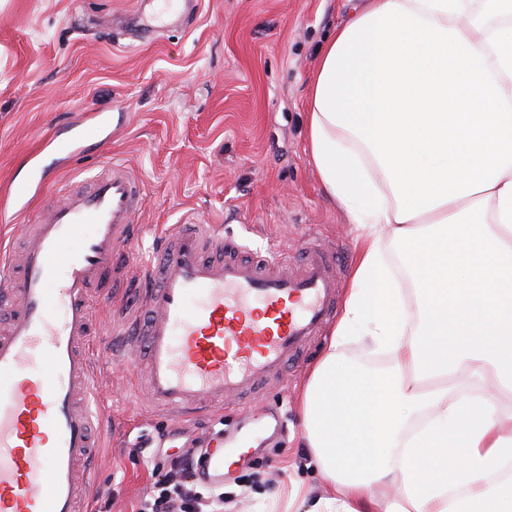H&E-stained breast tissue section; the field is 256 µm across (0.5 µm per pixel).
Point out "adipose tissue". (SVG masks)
Listing matches in <instances>:
<instances>
[{
	"instance_id": "1",
	"label": "adipose tissue",
	"mask_w": 512,
	"mask_h": 512,
	"mask_svg": "<svg viewBox=\"0 0 512 512\" xmlns=\"http://www.w3.org/2000/svg\"><path fill=\"white\" fill-rule=\"evenodd\" d=\"M346 5L306 106L311 162L361 238L301 393L329 483L310 512H512V0ZM359 332L387 368L345 358Z\"/></svg>"
}]
</instances>
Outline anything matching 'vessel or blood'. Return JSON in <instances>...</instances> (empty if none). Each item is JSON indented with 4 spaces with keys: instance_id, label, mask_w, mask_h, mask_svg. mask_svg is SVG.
<instances>
[{
    "instance_id": "vessel-or-blood-1",
    "label": "vessel or blood",
    "mask_w": 512,
    "mask_h": 512,
    "mask_svg": "<svg viewBox=\"0 0 512 512\" xmlns=\"http://www.w3.org/2000/svg\"><path fill=\"white\" fill-rule=\"evenodd\" d=\"M42 153L1 205L21 212L47 183ZM143 200L124 164H104L83 190L66 191L23 239V258L0 251V512H79L91 495L79 470L95 453L100 415L89 395L95 292L129 276L120 251L135 236ZM285 252L244 256L218 225L193 218L163 229L140 261L142 304L112 321L114 364L146 365L154 410L179 419L219 412L282 375L336 314L339 258L311 247L300 272ZM232 464L211 433L198 476L223 484Z\"/></svg>"
}]
</instances>
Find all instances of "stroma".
Listing matches in <instances>:
<instances>
[{
    "mask_svg": "<svg viewBox=\"0 0 512 512\" xmlns=\"http://www.w3.org/2000/svg\"><path fill=\"white\" fill-rule=\"evenodd\" d=\"M136 8L137 0H0V181L26 179L29 155L59 126L88 112L109 113L112 124L109 141L85 142L50 172L26 214L0 223V239L40 223L84 172L115 160L143 184L130 258L148 256L157 225L190 215L222 225L252 257L335 248L347 290L357 230L309 163L305 139L310 74L345 17L344 0H201L187 28L113 27V17ZM140 299L132 286L94 296L96 342L108 336L114 311ZM330 338L323 333L284 379L249 400L183 422L125 392L123 378L140 374V362L121 375L101 354L98 397L133 428L119 438L103 426L91 512H138L173 458L218 428L239 460L214 512H274L296 483L318 497L326 483L304 446L298 392Z\"/></svg>",
    "mask_w": 512,
    "mask_h": 512,
    "instance_id": "35a3bbf8",
    "label": "stroma"
}]
</instances>
